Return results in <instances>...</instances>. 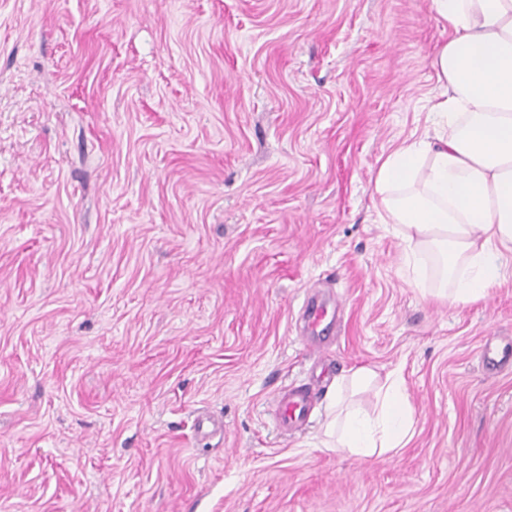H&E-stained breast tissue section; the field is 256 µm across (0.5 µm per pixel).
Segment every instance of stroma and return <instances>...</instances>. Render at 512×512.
<instances>
[{"label":"stroma","mask_w":512,"mask_h":512,"mask_svg":"<svg viewBox=\"0 0 512 512\" xmlns=\"http://www.w3.org/2000/svg\"><path fill=\"white\" fill-rule=\"evenodd\" d=\"M447 39L430 0H0V512H512V367L479 358L512 257L421 295L373 195ZM310 292L343 303L319 361ZM362 366L414 416L370 461L321 444ZM316 389L302 385L281 392L274 401V413L284 433L300 429L313 409Z\"/></svg>","instance_id":"35a3bbf8"}]
</instances>
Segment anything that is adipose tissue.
Here are the masks:
<instances>
[{"instance_id": "obj_1", "label": "adipose tissue", "mask_w": 512, "mask_h": 512, "mask_svg": "<svg viewBox=\"0 0 512 512\" xmlns=\"http://www.w3.org/2000/svg\"><path fill=\"white\" fill-rule=\"evenodd\" d=\"M449 38L433 54L437 80L427 120L435 134L379 160L375 200L405 245L417 288L424 261L440 264L432 296L455 305L483 299L512 254V0H431ZM374 388L376 411L347 401L346 389ZM336 446L365 459L403 446L413 410L399 373L360 367L336 383Z\"/></svg>"}]
</instances>
